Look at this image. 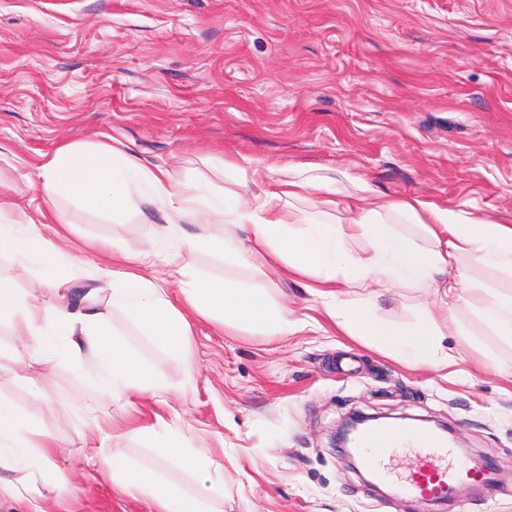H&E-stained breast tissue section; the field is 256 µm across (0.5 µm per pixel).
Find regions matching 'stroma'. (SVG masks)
Instances as JSON below:
<instances>
[{
  "mask_svg": "<svg viewBox=\"0 0 512 512\" xmlns=\"http://www.w3.org/2000/svg\"><path fill=\"white\" fill-rule=\"evenodd\" d=\"M114 139L143 166L210 194L238 192L231 164L247 157L512 224V0H0V185L28 211L46 207L28 184L37 155ZM133 201L114 221L59 202L66 223L45 233L59 236L74 273L70 308L84 305L86 272L106 263L114 239L163 245L171 263L149 277L171 282L186 267L256 285L320 328L272 338L194 314L180 358L113 313V328L172 388L124 408L86 365L33 364L49 383L43 395L0 369V398L53 436L70 476L58 490L31 477L47 512H152L86 466L83 399L112 417L109 447L137 463L153 464L145 430L161 423L210 449L224 470V512H512V346L467 309L443 340L457 365L412 368L345 336L302 281L188 249L184 239L201 231L188 217L165 240L158 207ZM432 299L393 288L380 313L404 327ZM484 349L495 355L487 369L475 364ZM189 366L195 383L184 392ZM356 411L448 425L465 456L490 461L495 492L463 483L444 504L379 496L332 445Z\"/></svg>",
  "mask_w": 512,
  "mask_h": 512,
  "instance_id": "stroma-1",
  "label": "stroma"
}]
</instances>
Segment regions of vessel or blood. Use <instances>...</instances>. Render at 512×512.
<instances>
[{
  "instance_id": "vessel-or-blood-1",
  "label": "vessel or blood",
  "mask_w": 512,
  "mask_h": 512,
  "mask_svg": "<svg viewBox=\"0 0 512 512\" xmlns=\"http://www.w3.org/2000/svg\"><path fill=\"white\" fill-rule=\"evenodd\" d=\"M360 465L396 495L440 501L456 483L486 482V463L457 460L446 439L429 429L401 423L376 425L357 438Z\"/></svg>"
}]
</instances>
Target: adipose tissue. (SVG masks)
<instances>
[{"mask_svg": "<svg viewBox=\"0 0 512 512\" xmlns=\"http://www.w3.org/2000/svg\"><path fill=\"white\" fill-rule=\"evenodd\" d=\"M240 170L266 184L263 197L252 203L233 195L212 206L192 247L221 253L245 236L257 267L279 266L288 277L306 280L309 293L322 299L329 318L347 335L366 338L416 363L438 369L455 365L453 350L443 347L441 339L462 307L512 344V293L489 287L472 274L481 267L512 279L511 224L477 221L419 199H383L359 183L342 192L346 210L353 213L350 222L291 223L284 219V208L312 192L323 194L319 207L335 208V182L305 175L294 166L259 165L249 159ZM30 185L51 205L32 217L0 199V257L34 261L41 281L62 297L71 276L55 241L44 233L47 225L63 221L57 200L113 217L130 207L136 188L159 204L171 227L177 218L194 214L197 202L194 186L172 181L165 169L142 167L118 141L67 144L41 154L32 166ZM359 236L371 239L370 250L350 248ZM110 254V262L94 274L109 286L107 301L82 311L49 305L36 290L17 291L8 278L0 277V321H8L21 339L10 356L13 366L54 357L78 365L88 361L98 389L128 404L146 392H166L168 386L113 329L112 312H122L159 347L178 356L187 346L190 310L266 336H290L305 327L267 289L214 282L185 271L175 297L169 288L130 270L133 256L120 243L111 244ZM396 286L432 289V310L409 327L385 321L377 298L380 291ZM353 288L361 289V296H350ZM148 434L160 456L176 460L193 475L192 489L137 464L124 449L106 447L108 433L100 426L94 429L99 448L89 462L117 492L148 500L155 512H220L224 471L215 467L208 449L193 447L182 432L168 426L149 428ZM54 457L51 436L35 431L13 404L0 400V497L28 488V478L36 471L55 484H67Z\"/></svg>", "mask_w": 512, "mask_h": 512, "instance_id": "adipose-tissue-1", "label": "adipose tissue"}]
</instances>
